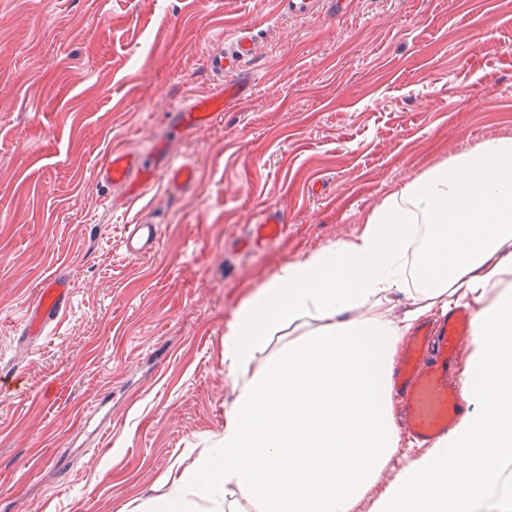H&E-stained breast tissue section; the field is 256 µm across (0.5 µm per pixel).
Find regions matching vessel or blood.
<instances>
[{"label":"vessel or blood","instance_id":"obj_1","mask_svg":"<svg viewBox=\"0 0 512 512\" xmlns=\"http://www.w3.org/2000/svg\"><path fill=\"white\" fill-rule=\"evenodd\" d=\"M326 0H277L280 14L304 18L322 11ZM256 54V41L248 29L238 31L230 46H217L207 57V67L220 82L219 89L179 105L170 112L168 133L147 149L117 146L99 166L97 179L124 191L125 204L135 203L156 183H164L171 198H178L196 183V170L187 162H174L170 154L173 139L208 127L221 112L247 96L253 83L245 63ZM163 218L141 217L129 225L122 241L127 257L142 258L155 252ZM284 220L280 213L265 211L252 227V241H271L280 236ZM72 283L61 271L42 284L27 307L23 335L39 336L57 322L71 302ZM474 324L469 312L456 310L435 327L417 331L403 345L394 375L400 399V422L419 447H430L446 436L461 418L465 403L459 383L451 376L452 366L462 356Z\"/></svg>","mask_w":512,"mask_h":512}]
</instances>
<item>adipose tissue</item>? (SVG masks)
<instances>
[{
    "instance_id": "ef3b65f1",
    "label": "adipose tissue",
    "mask_w": 512,
    "mask_h": 512,
    "mask_svg": "<svg viewBox=\"0 0 512 512\" xmlns=\"http://www.w3.org/2000/svg\"><path fill=\"white\" fill-rule=\"evenodd\" d=\"M475 308L466 410L376 497L404 435L398 348ZM224 433L139 512H512V137L456 154L386 196L351 239L288 260L224 333ZM394 466V465H393Z\"/></svg>"
}]
</instances>
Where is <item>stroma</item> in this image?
Segmentation results:
<instances>
[{
	"label": "stroma",
	"instance_id": "obj_1",
	"mask_svg": "<svg viewBox=\"0 0 512 512\" xmlns=\"http://www.w3.org/2000/svg\"><path fill=\"white\" fill-rule=\"evenodd\" d=\"M248 28L249 96L173 142L197 186L113 204L95 169L215 87L209 50ZM512 136V0H0V512H134L224 432V333L278 267L362 228L382 199ZM286 219L246 248L260 212ZM156 252L122 249L141 212ZM74 284L21 336L41 283ZM326 2L333 7V1L328 0H278L277 7L282 15L304 18L322 11ZM72 283L62 271H56L42 284L27 307L21 336H39L57 322L70 307Z\"/></svg>",
	"mask_w": 512,
	"mask_h": 512
}]
</instances>
